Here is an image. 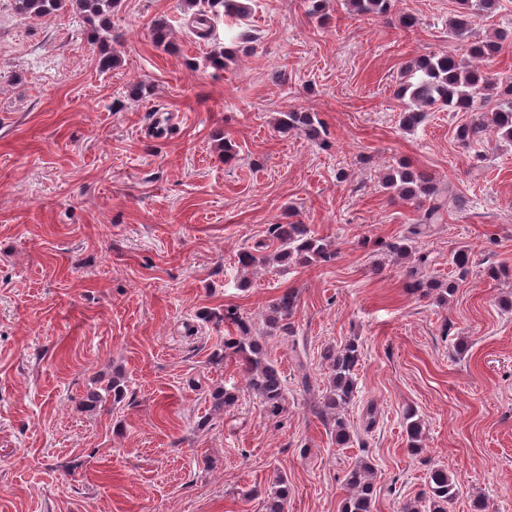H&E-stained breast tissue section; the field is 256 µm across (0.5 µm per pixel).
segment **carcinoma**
I'll return each instance as SVG.
<instances>
[{"label": "carcinoma", "mask_w": 512, "mask_h": 512, "mask_svg": "<svg viewBox=\"0 0 512 512\" xmlns=\"http://www.w3.org/2000/svg\"><path fill=\"white\" fill-rule=\"evenodd\" d=\"M121 0H13L17 14L26 18H46L64 9L82 15L95 30L99 44L98 66L103 71L116 67L121 58L112 44L122 40V34L112 30V13ZM455 17L448 24V35L459 41L465 51L460 57L453 53L423 55L403 69L395 96L403 102L400 126L413 130L434 109L450 112H467L469 120L455 130L461 145L473 152L474 161L485 160L482 148L489 127H494L500 137L512 142V76L500 77L486 68L502 52L507 35L499 34L484 39L476 36L477 21L491 14L499 6V0H456ZM350 11L358 15L387 16L393 10V0H347ZM229 17L241 18L248 7L239 0H209L212 14L219 9ZM153 42L158 47L170 45V25L165 19H157L152 27ZM278 129L282 134H303L319 144L326 142L327 131L311 112L291 110L280 113ZM383 187L397 193L398 197L416 205L418 216L411 235L420 236L429 225L437 223L441 212L458 200L453 189L439 185L432 176L415 172L401 164L392 167L382 181ZM387 250L397 256H414L407 290L419 298L438 295L447 298L451 286L423 274L428 255L412 254L413 247L403 238L386 244ZM336 260L332 242L311 234L303 224H272L268 238L258 242L254 250H244L238 255V263L252 267L259 263L276 262L280 265H328ZM297 298L286 291L270 305L266 322L269 329L285 334L292 333L291 319L295 313ZM204 319H216L227 327L224 337V355L238 359L247 374L250 390L259 398L265 414L278 417L285 411V382L277 365L267 359L258 340L251 336L246 317L233 306L224 307L221 315L205 310ZM362 358L361 345L353 338L338 349L329 348L323 353L330 374L329 387L323 398V411L335 420L336 446L345 448L351 434L341 411L352 404L357 393V368ZM404 425L409 443L408 451L416 454L422 450L421 421L409 409L404 414ZM348 495L341 512H373L377 489L375 468L364 460L356 462L344 475ZM459 494L458 481L443 468H433L426 478L424 488L405 504L402 512H450ZM288 478L279 475L268 493L266 512H285L288 503Z\"/></svg>", "instance_id": "cac0c4a2"}]
</instances>
